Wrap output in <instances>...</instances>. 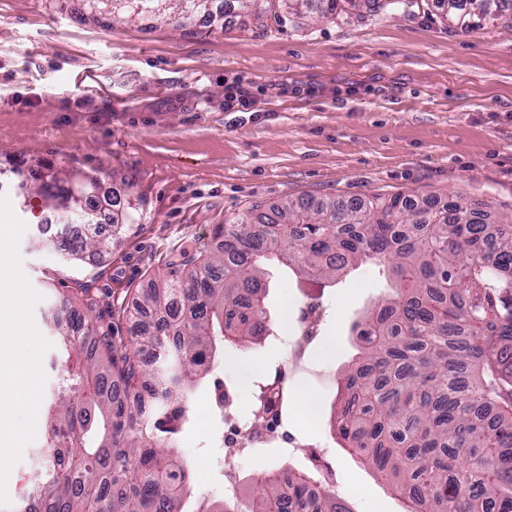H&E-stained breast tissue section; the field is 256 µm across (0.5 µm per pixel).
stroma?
<instances>
[{
	"label": "stroma",
	"mask_w": 512,
	"mask_h": 512,
	"mask_svg": "<svg viewBox=\"0 0 512 512\" xmlns=\"http://www.w3.org/2000/svg\"><path fill=\"white\" fill-rule=\"evenodd\" d=\"M410 13L301 18L262 28L211 9L183 12L178 0L140 13L134 0H0V285L20 286L17 331L0 335V512L26 496L45 444L44 404L58 343L49 310L98 302L101 324L128 339L141 289L181 252L215 242L217 224L252 204L308 195H402L437 203L463 197L490 205L491 221L512 219V14L463 31L437 0ZM254 98L226 106L232 80ZM77 167L141 204L137 221L85 269L38 245L50 213L40 198L21 206L18 177ZM274 316L302 302L287 268L268 269ZM364 266L322 298L327 321L309 357L329 376L291 370L287 345L229 347L214 379L238 387L249 408L253 379L284 377L318 400L315 417L290 404L284 416L299 448H252L246 479L284 461L328 464L354 512H403L399 493L338 444L343 373L360 342L350 326L385 287ZM209 389L193 400L181 451L196 458L221 433ZM212 456H223L210 448Z\"/></svg>",
	"instance_id": "stroma-1"
}]
</instances>
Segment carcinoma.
I'll return each mask as SVG.
<instances>
[{
	"instance_id": "obj_1",
	"label": "carcinoma",
	"mask_w": 512,
	"mask_h": 512,
	"mask_svg": "<svg viewBox=\"0 0 512 512\" xmlns=\"http://www.w3.org/2000/svg\"><path fill=\"white\" fill-rule=\"evenodd\" d=\"M255 27L275 13L322 18L394 15L411 0H230ZM512 11V0H448V19L470 30ZM94 176L50 175L22 192L61 212L59 249L93 265L134 221L112 200L110 233L93 223ZM488 204L438 206L402 196L343 202L309 196L255 204L216 234L224 247L184 253L141 291L134 341L98 324L97 301L47 322L60 349L44 411L35 496L13 512H233L198 497L179 449L189 395L209 384L224 347L270 332L266 266L287 267L323 289L373 263L392 294L353 325L363 342L346 371L338 432L379 478L394 482L405 512H512V223L486 233ZM317 466L288 464L251 478L248 512H350L316 484Z\"/></svg>"
}]
</instances>
